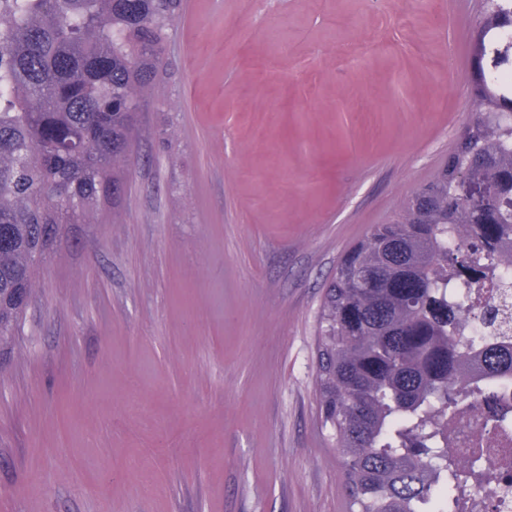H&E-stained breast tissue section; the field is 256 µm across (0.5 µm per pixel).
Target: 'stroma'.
Segmentation results:
<instances>
[{"label":"stroma","mask_w":512,"mask_h":512,"mask_svg":"<svg viewBox=\"0 0 512 512\" xmlns=\"http://www.w3.org/2000/svg\"><path fill=\"white\" fill-rule=\"evenodd\" d=\"M477 7L183 0L117 219L40 264L0 512H348L323 287L455 149Z\"/></svg>","instance_id":"35a3bbf8"}]
</instances>
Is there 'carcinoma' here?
I'll list each match as a JSON object with an SVG mask.
<instances>
[{"mask_svg":"<svg viewBox=\"0 0 512 512\" xmlns=\"http://www.w3.org/2000/svg\"><path fill=\"white\" fill-rule=\"evenodd\" d=\"M469 83L475 112L448 161L342 257L319 309L318 411L349 512H456L481 473L448 453L464 399L500 423L512 315L464 289L512 267V91L486 66L512 32V0H480ZM181 0H0V355L68 224L117 209L139 114L164 74ZM484 187L479 200L467 187ZM480 313L484 336L463 333Z\"/></svg>","mask_w":512,"mask_h":512,"instance_id":"1","label":"carcinoma"}]
</instances>
